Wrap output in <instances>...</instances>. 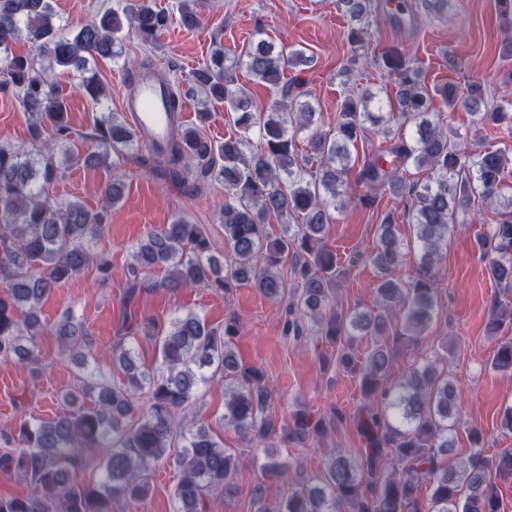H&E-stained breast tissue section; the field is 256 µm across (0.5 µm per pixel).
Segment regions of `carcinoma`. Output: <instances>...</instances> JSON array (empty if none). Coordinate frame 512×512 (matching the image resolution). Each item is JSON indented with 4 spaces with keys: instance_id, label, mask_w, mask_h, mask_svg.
Listing matches in <instances>:
<instances>
[{
    "instance_id": "obj_1",
    "label": "carcinoma",
    "mask_w": 512,
    "mask_h": 512,
    "mask_svg": "<svg viewBox=\"0 0 512 512\" xmlns=\"http://www.w3.org/2000/svg\"><path fill=\"white\" fill-rule=\"evenodd\" d=\"M122 9L109 8L70 32L57 24L50 0H0V50L27 35L35 50L50 59V72H40L35 55L3 58L9 83L32 117L28 132L40 147L32 156L0 143V361L23 357L39 365L40 340L47 330L41 305L53 288L95 267L98 282L112 280L109 254L90 249V242L105 235L109 210L124 193L121 177L103 190L104 204L92 210L78 200L54 202L49 188L63 175L56 154L68 161L67 145L74 134L65 100L51 72L80 73L77 90L99 105L106 92L99 78L100 62L119 57L125 30L144 45H153L167 29L169 15L148 0H118ZM201 0H179V24L199 26ZM347 20V39L356 49L365 47L373 0H338ZM416 7L400 0L393 20L397 27L412 24ZM244 65L259 84L279 89L280 100L269 112L252 111L251 92L224 75V50L217 49L210 64L195 70L190 82L205 98L200 122L211 108L223 104L237 114L239 134L217 145L196 127L180 124L182 94L166 72L150 57L127 72L129 91L151 77L167 90L174 121L164 146L144 144L133 127L112 112L94 120L98 149L83 163L109 168L110 152L136 148L147 153L152 167L184 184L191 179L188 162L208 161L200 175L224 185V244L231 266L212 254V245L199 224L177 218L147 232L127 267L126 298L145 287L146 275L165 272L169 288L201 285L228 291L250 282L267 297L286 294L279 267L286 255L294 257L291 271L296 289L288 308L284 331L301 336L309 331L336 350V364L359 377L368 400L356 424L367 448L354 459L340 451L330 457L315 477L292 488L273 512H498L496 478L512 477V450H504L492 464L475 451L467 457L452 455L453 434L460 425L457 390L438 361L425 360L395 385L387 373L396 349L416 345L427 335L435 317L436 264L448 227L471 200L492 201L502 187L507 153L500 149L469 154L460 136L433 119L434 96L444 105L462 101L477 105L488 95L474 81L465 88L446 86L429 91L418 62L398 46L388 47L379 65L394 77L396 102L389 111L376 93L366 89L348 94L340 103L330 130L312 131L307 148L298 146L297 133L315 124L316 112L298 101L291 85L282 83L283 70L307 65L311 58L296 48L275 50L264 40L245 52ZM383 123L377 130L383 146L364 155L357 183L406 202L408 222L417 227L420 261L414 278L398 275L401 244L394 233L391 213L379 225V242L369 256L379 274V309L345 311L336 303L339 276L336 254L324 246L325 227L332 211L349 203L348 175L351 149L367 130L366 122ZM413 124L411 135L405 134ZM259 148H253L252 135ZM221 156L223 164L213 165ZM413 167L427 173L423 183L409 182ZM491 232L476 237L487 262L489 277L499 286L512 287V199ZM295 221L283 235L265 231L268 219ZM512 325V309L496 307L490 329ZM53 331L66 351L87 364L89 329L73 314H65ZM240 322L231 317L224 328L211 327L188 313L158 329L146 318L130 315L112 345L113 360L125 375L110 384L91 372L81 390L64 397L65 412L50 421H23L0 428V441L9 450L0 454V471L22 477L32 492L0 498V512H112V500L136 502L151 488L152 469L175 452L180 470L173 497L174 512H208L210 497L235 491L236 456L224 450V441L199 421L189 424L181 415L198 387L208 382L205 370L224 374V424L259 444L278 437L284 442L320 436L325 419L306 411L293 415L292 424L277 428L268 412L269 392L264 375L247 368L232 349ZM158 338L159 359L148 369L139 364L132 348L138 337ZM363 342L370 344L359 356ZM490 367L512 373V339L497 347ZM90 394L93 404L82 403ZM148 394V404L134 416L135 397ZM87 471L100 473L87 480ZM263 471L288 479V463L269 452ZM429 490L428 499L421 496Z\"/></svg>"
}]
</instances>
